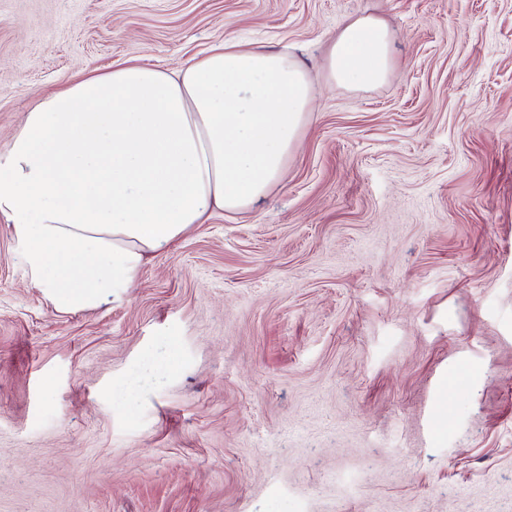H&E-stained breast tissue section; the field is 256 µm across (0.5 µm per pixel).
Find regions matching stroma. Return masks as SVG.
I'll list each match as a JSON object with an SVG mask.
<instances>
[{
  "instance_id": "stroma-1",
  "label": "stroma",
  "mask_w": 512,
  "mask_h": 512,
  "mask_svg": "<svg viewBox=\"0 0 512 512\" xmlns=\"http://www.w3.org/2000/svg\"><path fill=\"white\" fill-rule=\"evenodd\" d=\"M365 15L391 73L332 83ZM227 39L314 89L252 208L70 313L0 215V512H512V0H0V151L81 70Z\"/></svg>"
}]
</instances>
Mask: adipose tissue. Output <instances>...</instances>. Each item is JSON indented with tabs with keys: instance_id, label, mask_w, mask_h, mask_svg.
Masks as SVG:
<instances>
[{
	"instance_id": "ef3b65f1",
	"label": "adipose tissue",
	"mask_w": 512,
	"mask_h": 512,
	"mask_svg": "<svg viewBox=\"0 0 512 512\" xmlns=\"http://www.w3.org/2000/svg\"><path fill=\"white\" fill-rule=\"evenodd\" d=\"M380 18L346 23L326 67L376 85L392 64ZM298 58L225 41L174 71L131 59L40 96L0 153V214L55 309L123 302L140 271L215 212L282 179L310 110Z\"/></svg>"
}]
</instances>
